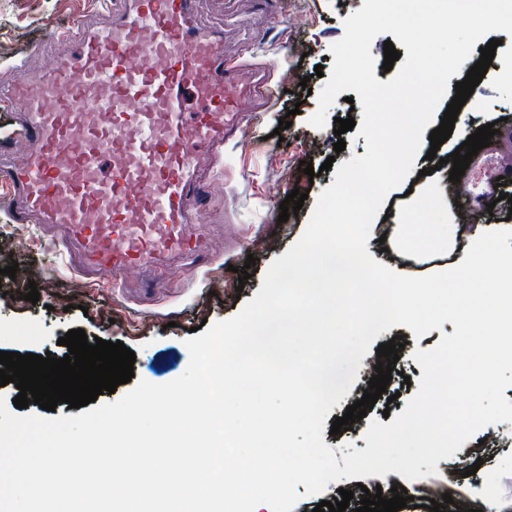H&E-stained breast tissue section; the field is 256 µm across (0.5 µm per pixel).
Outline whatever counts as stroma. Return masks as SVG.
Instances as JSON below:
<instances>
[{
    "label": "stroma",
    "instance_id": "35a3bbf8",
    "mask_svg": "<svg viewBox=\"0 0 512 512\" xmlns=\"http://www.w3.org/2000/svg\"><path fill=\"white\" fill-rule=\"evenodd\" d=\"M363 3L279 0L274 11L257 12L251 0H198V26L218 28L233 15L240 20L239 29L224 39V55L232 59L244 52L265 64L272 75L274 103L271 111L256 113L239 138L224 145V167L213 179L215 191L227 197L226 209L217 212L206 229V261L179 257L160 265L153 272L158 287L123 290L114 287L108 274L87 283L73 272L66 250L52 243L45 225L13 223L9 208L13 191L8 182L0 181V351L50 353L59 358L68 349L58 345V338L81 328L87 336L118 340L134 351L135 379L162 384L179 377L189 362L185 341L191 328L241 312L261 289L273 260L300 240L321 194L335 180L334 171L322 168L327 157L340 165L366 153L365 137L349 132L338 137L332 126L318 129L309 123L326 84L314 68L331 70L330 47L342 38L345 19ZM104 16L101 0H0V83L42 70L59 52L58 41L68 27L77 21L98 22ZM495 37L500 41L495 57L475 87L472 103L462 107L466 134L502 118L512 120V35L499 31ZM294 106L299 114L288 115V108ZM285 117L292 125L282 129V137H275L273 131ZM340 139L346 148L337 153L333 145ZM306 162L319 167L320 175L304 174ZM426 166V160H415L403 185L385 198L389 223H397L400 207L407 202L406 191L420 193L429 180H437L443 199H450L449 166L425 177L421 171ZM295 189L307 192L308 198L298 214L279 222L280 204ZM250 255L256 271L244 280L238 270ZM14 262L19 265L16 275H3V268ZM32 284L40 293L36 303L23 298ZM454 331V324L447 321L418 338L409 327L395 325L376 341L397 340L400 358L410 361L417 351L435 347L442 335ZM418 388L415 382L401 387L399 398L391 402L379 398L360 420L358 431L323 433L324 444L338 458L347 447L366 448L371 419L402 413ZM468 445L479 448V455L455 452L438 461L436 475L415 481L391 471L382 477L332 481L319 495L298 486L300 498L292 512H313L321 501H339L344 489L353 491L350 506L356 510L364 490H381L387 498L396 485L405 487L411 497L402 512H427L418 491L436 486L451 488L473 507L512 512V423L484 427ZM471 465L476 466V474L465 476Z\"/></svg>",
    "mask_w": 512,
    "mask_h": 512
}]
</instances>
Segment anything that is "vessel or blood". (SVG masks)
Returning <instances> with one entry per match:
<instances>
[{"label":"vessel or blood","mask_w":512,"mask_h":512,"mask_svg":"<svg viewBox=\"0 0 512 512\" xmlns=\"http://www.w3.org/2000/svg\"><path fill=\"white\" fill-rule=\"evenodd\" d=\"M116 2L105 23L67 34L71 54L0 87L20 114L15 139L0 142V176L17 199L14 223L40 218L78 249L80 273L105 269L123 285L175 257L205 256L212 206L199 157L232 135L265 74L225 59L223 32L193 23L196 0ZM19 141L27 155L17 167ZM473 163L486 177L463 191L470 225L512 187L495 151Z\"/></svg>","instance_id":"1"}]
</instances>
